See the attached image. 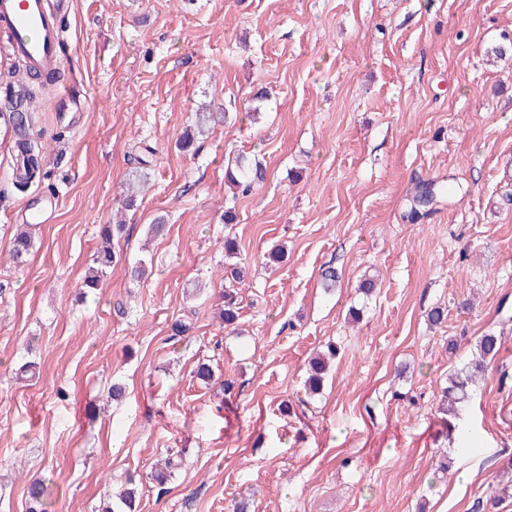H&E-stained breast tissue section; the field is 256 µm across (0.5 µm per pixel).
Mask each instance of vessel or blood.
<instances>
[{
    "label": "vessel or blood",
    "mask_w": 512,
    "mask_h": 512,
    "mask_svg": "<svg viewBox=\"0 0 512 512\" xmlns=\"http://www.w3.org/2000/svg\"><path fill=\"white\" fill-rule=\"evenodd\" d=\"M69 8L70 0H0V34L20 65L40 70L60 67L62 21ZM57 206L52 196L33 200L23 207L24 220L44 223Z\"/></svg>",
    "instance_id": "b4317fda"
}]
</instances>
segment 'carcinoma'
<instances>
[{
    "mask_svg": "<svg viewBox=\"0 0 512 512\" xmlns=\"http://www.w3.org/2000/svg\"><path fill=\"white\" fill-rule=\"evenodd\" d=\"M224 114L221 112H199L196 114V121L193 128L189 129L181 139L183 149H189L196 139L206 135L212 124L221 121ZM26 117L21 112H12L8 114V124L11 128L21 132L19 140L22 142V154L18 155V160L24 168V173L19 177V181L28 182L36 177L41 171L42 159L32 149L30 142L22 131L25 130ZM264 169L262 163L253 158L249 159L240 156L236 160L235 170L228 172L227 180L235 188L244 192L249 191L254 184L264 179ZM147 177L136 173L128 183V196L125 206L132 210L137 206V194L144 191ZM443 186L434 182H423L415 187L414 193L409 199L408 217L415 221L426 215L437 203V197L442 192ZM125 228L123 224H105L101 231L102 245L97 249L94 262L95 267L91 273L84 279L83 287L91 290L99 288L107 271L119 262V257L112 253L108 244L114 234H120ZM33 247L32 239L27 231V226L22 225L16 231L9 257L15 265H22L27 261ZM247 276L246 267L234 264L229 268V274L225 275L224 292V310L221 319L224 327L233 333L236 330V323L239 319V307L237 306L235 285L244 281ZM504 346L503 336L497 335L491 331L480 337L476 344V356L465 363L460 369L449 377V385L444 388V402L441 407V413L449 419L460 422L463 420L462 404L469 397L472 387L476 386L479 380L485 376L488 366L497 359ZM338 355L336 345L330 344L326 351L313 356L308 362L306 377L303 383L305 397L311 399L319 395L323 389L326 374L329 370L331 361ZM179 462L170 457L165 462V470L152 475V480L156 486L164 487L175 475ZM128 487L123 493L110 498L109 505L104 508V512H137L136 500L139 497L138 486L134 477L127 478ZM28 512H48V499L52 497V488L48 480L34 478L28 485Z\"/></svg>",
    "mask_w": 512,
    "mask_h": 512,
    "instance_id": "cac0c4a2",
    "label": "carcinoma"
}]
</instances>
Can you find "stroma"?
<instances>
[{"mask_svg":"<svg viewBox=\"0 0 512 512\" xmlns=\"http://www.w3.org/2000/svg\"><path fill=\"white\" fill-rule=\"evenodd\" d=\"M64 27L86 110L71 121L58 86L36 90L44 162L26 187L0 122V512H26L34 477L55 486L50 512H101L130 475L139 512H512V57L494 56L512 0H73ZM204 105L225 122L180 151ZM139 146L149 189L112 241L123 262L80 296ZM241 153L266 178L235 195ZM421 181L458 191L414 221ZM49 193L15 268L21 208ZM228 236L249 268L236 336L218 319ZM178 320L192 329L173 341ZM488 331L505 345L450 428L441 390ZM331 341L323 393L284 416ZM207 360L231 391L193 378ZM115 382L124 400L103 404ZM177 449L158 493L146 476Z\"/></svg>","mask_w":512,"mask_h":512,"instance_id":"35a3bbf8","label":"stroma"}]
</instances>
